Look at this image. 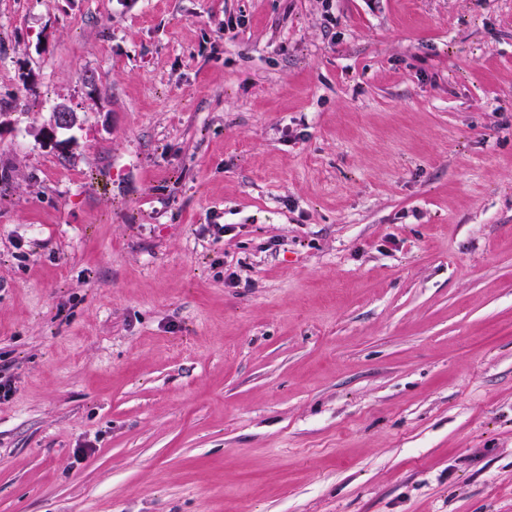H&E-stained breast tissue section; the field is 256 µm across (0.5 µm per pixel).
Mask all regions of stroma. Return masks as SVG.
Segmentation results:
<instances>
[{
	"label": "stroma",
	"mask_w": 512,
	"mask_h": 512,
	"mask_svg": "<svg viewBox=\"0 0 512 512\" xmlns=\"http://www.w3.org/2000/svg\"><path fill=\"white\" fill-rule=\"evenodd\" d=\"M0 383V512H512V0H0Z\"/></svg>",
	"instance_id": "35a3bbf8"
}]
</instances>
